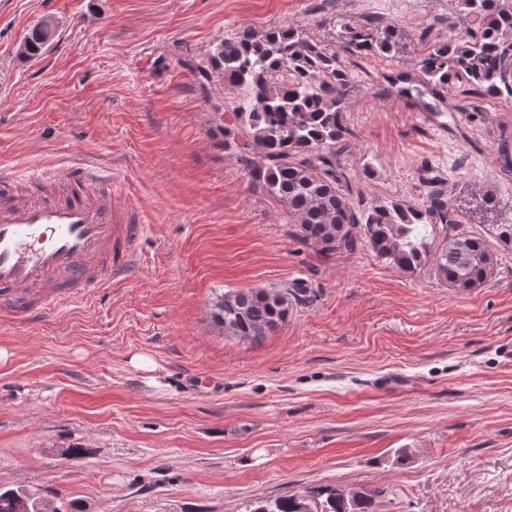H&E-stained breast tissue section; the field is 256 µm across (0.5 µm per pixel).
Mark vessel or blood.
Wrapping results in <instances>:
<instances>
[{"mask_svg":"<svg viewBox=\"0 0 512 512\" xmlns=\"http://www.w3.org/2000/svg\"><path fill=\"white\" fill-rule=\"evenodd\" d=\"M12 181L0 175L1 318H41L131 274L143 227L126 223L88 170L67 176L62 198L12 191Z\"/></svg>","mask_w":512,"mask_h":512,"instance_id":"1","label":"vessel or blood"}]
</instances>
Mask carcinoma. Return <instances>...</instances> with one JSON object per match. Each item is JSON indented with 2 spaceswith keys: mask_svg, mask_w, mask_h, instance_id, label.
<instances>
[{
  "mask_svg": "<svg viewBox=\"0 0 512 512\" xmlns=\"http://www.w3.org/2000/svg\"><path fill=\"white\" fill-rule=\"evenodd\" d=\"M46 20L36 23L19 46L32 59L50 45ZM447 40L429 45L419 62L421 85L442 102L448 85L464 97L512 99V0H450ZM352 57L397 58L408 37L397 24L367 18L340 24L329 39L299 25L258 33L241 30L220 41L208 65L197 67L203 81L217 72L224 85L238 88L242 102L224 128V150L234 155L254 188L284 203L298 237L324 253L365 247L378 259L412 276L427 270L460 291L484 285L496 257L486 238L464 223L495 215L499 198L489 189L472 194L462 207L440 180L425 178V198L417 204L373 200L363 209L353 202V182L339 161L355 132L345 121L351 71L334 41ZM383 79L398 95L412 97L405 72ZM295 288H250L215 300L213 318L224 333L261 339L288 316ZM379 491L325 487L255 501L247 512H376ZM0 512H60L47 497L25 489H0Z\"/></svg>",
  "mask_w": 512,
  "mask_h": 512,
  "instance_id": "carcinoma-1",
  "label": "carcinoma"
}]
</instances>
